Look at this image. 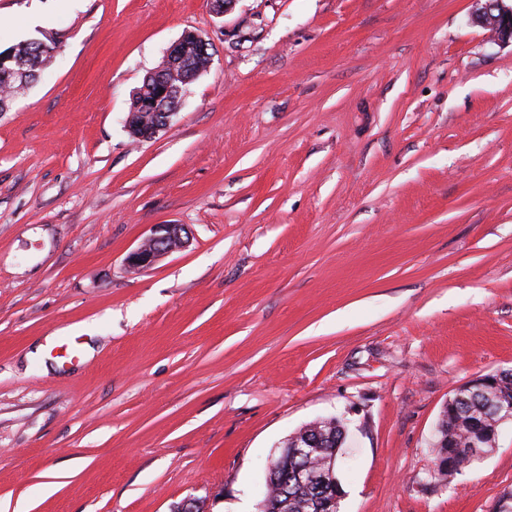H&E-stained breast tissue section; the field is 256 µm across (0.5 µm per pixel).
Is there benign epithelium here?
Listing matches in <instances>:
<instances>
[{
  "mask_svg": "<svg viewBox=\"0 0 512 512\" xmlns=\"http://www.w3.org/2000/svg\"><path fill=\"white\" fill-rule=\"evenodd\" d=\"M475 9L470 15L473 24L488 30L493 40L500 43H512V5H505V0H473ZM191 39L197 46L203 65L193 64L184 54L186 40ZM211 43L196 31H187L167 51L165 60L168 66L182 74V86H170L158 82L151 94L143 96L141 104L152 111V121L147 125H126L130 136L137 141H149L164 131L176 115L181 100L183 87L196 80L206 72L212 61L209 53ZM0 74L26 80L27 62L13 51H0ZM190 240L189 229L182 224H158L142 243L126 257V264L132 269H146L155 265L161 258L175 250L187 246ZM512 376V370H501L473 379L455 392V397L474 387L480 389L486 398L485 411L487 421L476 424L469 434L468 448L464 452L463 465L480 459L486 441L498 437L504 424L512 423V390L503 386L504 378ZM336 458L330 459V465L317 471L301 470L295 474L297 482L310 486L329 484L339 487L334 477Z\"/></svg>",
  "mask_w": 512,
  "mask_h": 512,
  "instance_id": "obj_1",
  "label": "benign epithelium"
}]
</instances>
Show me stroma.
Instances as JSON below:
<instances>
[{
    "instance_id": "obj_1",
    "label": "stroma",
    "mask_w": 512,
    "mask_h": 512,
    "mask_svg": "<svg viewBox=\"0 0 512 512\" xmlns=\"http://www.w3.org/2000/svg\"><path fill=\"white\" fill-rule=\"evenodd\" d=\"M473 9L0 0V50L56 46L0 112V512H257L330 416L340 512H490L511 426L430 476L449 396L512 369V46ZM187 30L212 64L133 142ZM157 224L188 245L128 268ZM182 92L183 89L180 86L172 87L159 81L151 90V94L144 95L141 105L152 111V121L148 125L141 124L150 121L149 112H141L131 102L128 113H132V121L141 126L127 124L126 130L130 136L137 141H149L156 138L170 125L172 118L176 115Z\"/></svg>"
}]
</instances>
